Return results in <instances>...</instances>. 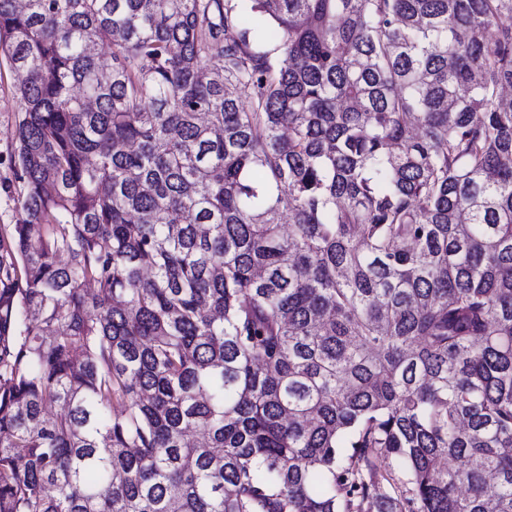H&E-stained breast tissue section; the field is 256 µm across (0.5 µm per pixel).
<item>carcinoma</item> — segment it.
Returning <instances> with one entry per match:
<instances>
[{"label": "carcinoma", "mask_w": 512, "mask_h": 512, "mask_svg": "<svg viewBox=\"0 0 512 512\" xmlns=\"http://www.w3.org/2000/svg\"><path fill=\"white\" fill-rule=\"evenodd\" d=\"M0 60V512H512V0H0ZM12 73L0 62V227L19 224L24 214L17 202L19 183L13 172V133L21 116L12 94Z\"/></svg>", "instance_id": "carcinoma-1"}]
</instances>
